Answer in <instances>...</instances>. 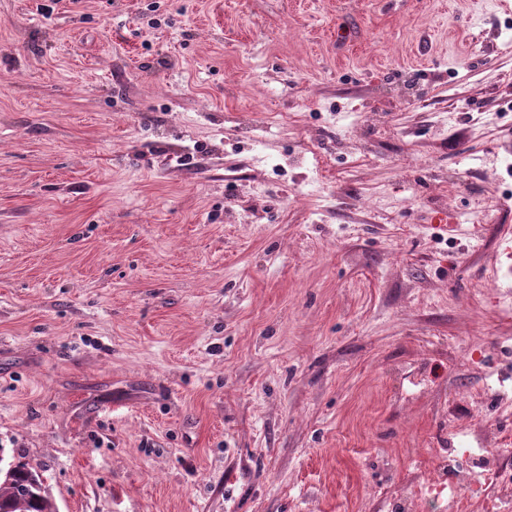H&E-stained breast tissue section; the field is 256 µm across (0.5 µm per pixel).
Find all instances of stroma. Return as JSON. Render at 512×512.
I'll list each match as a JSON object with an SVG mask.
<instances>
[{
	"label": "stroma",
	"mask_w": 512,
	"mask_h": 512,
	"mask_svg": "<svg viewBox=\"0 0 512 512\" xmlns=\"http://www.w3.org/2000/svg\"><path fill=\"white\" fill-rule=\"evenodd\" d=\"M481 448L512 0H0V453L57 512H483Z\"/></svg>",
	"instance_id": "35a3bbf8"
}]
</instances>
